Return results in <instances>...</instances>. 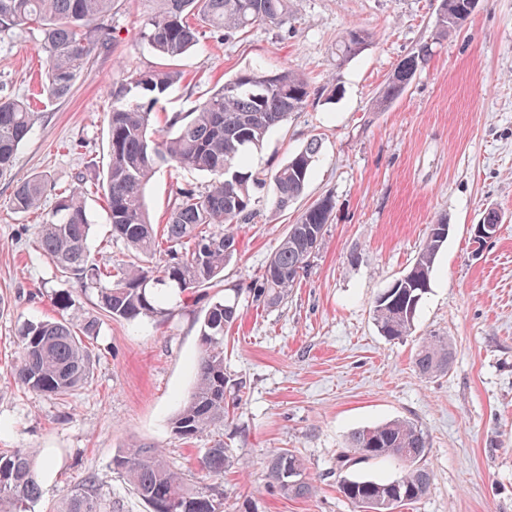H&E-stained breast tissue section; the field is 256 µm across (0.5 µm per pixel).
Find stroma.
Returning <instances> with one entry per match:
<instances>
[{"instance_id":"stroma-1","label":"stroma","mask_w":512,"mask_h":512,"mask_svg":"<svg viewBox=\"0 0 512 512\" xmlns=\"http://www.w3.org/2000/svg\"><path fill=\"white\" fill-rule=\"evenodd\" d=\"M286 24L258 23L245 34L204 30L176 66L183 78L164 113L187 112L207 91L254 67L305 74L317 91L307 107L274 129L251 158V169L287 161L310 137L322 142L305 193L276 212L271 186L254 191V218L233 232L238 254L224 281L199 299L173 306L164 321L101 317L87 345L96 365L83 388L64 399L40 395L15 380L20 332L56 316L54 291L75 301L67 315L96 311L82 292L35 249L40 222L56 193L77 176L104 175L106 114L112 85L163 66L133 39L148 0H112L111 40L94 50L71 93L49 100L36 91L42 33L30 25L0 34V91L26 98L38 118L0 178V451L27 449L55 468L27 512H57L62 494L95 478L102 512H149L112 459L130 444L160 448L172 468L201 487L198 465L209 437L175 438L170 420L194 385L199 329L210 301L238 286L239 321L224 337V370L241 382L242 402L224 421V445L248 461L220 483L224 512H354L340 491L351 476L390 478L400 467L372 460L339 464L349 435L394 419L418 424L431 448L427 494L401 512H512V0H477L467 24L434 47L407 93L387 110L376 100L410 50L431 32L440 0H292ZM371 32L361 54L336 62V42L350 26ZM338 87L334 99L323 92ZM45 174L54 189L36 213L11 209L17 181ZM205 175L160 168L145 200L154 223H165L177 186L205 187ZM333 215L307 275L287 300L266 306L245 287L258 277L290 224L322 197ZM91 250L119 265L132 255L111 240L105 198L89 188ZM502 217L495 239L473 241L487 209ZM452 229L439 254L412 336L389 340L372 318L377 296L412 265L427 228ZM448 339L452 364L430 377L416 372L423 337ZM288 449L306 465L314 490L287 497L265 478L272 455Z\"/></svg>"}]
</instances>
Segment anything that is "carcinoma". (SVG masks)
<instances>
[{"label":"carcinoma","instance_id":"obj_1","mask_svg":"<svg viewBox=\"0 0 512 512\" xmlns=\"http://www.w3.org/2000/svg\"><path fill=\"white\" fill-rule=\"evenodd\" d=\"M431 39L418 44L398 65L377 97L384 110L408 88L419 67L432 56L433 45L460 28L474 0H443ZM155 7L137 33V41L175 62L196 47L199 28L227 35L245 32L256 23L281 26L288 21L290 0H153ZM112 10V0H0V32L38 25L43 33L42 91L49 99L66 97L81 69L107 33L99 22ZM370 38L360 27L346 29L336 42L340 64L359 55ZM182 79L174 67L136 72L112 89L107 113L108 162L102 181L112 237L134 253V261L110 268L98 263L90 248L91 224L85 206L86 181L79 178L59 194L55 209L37 232L40 256L60 276L84 291H93L97 309L119 320L162 321L172 298L195 300L198 289L221 277L237 253L231 228L253 216L254 189L271 183V209L281 211L297 200L311 178L321 144L316 138L282 165L261 177L248 170L253 151L315 95L304 75L287 69H249L235 74L203 98L188 115L174 113L157 126L156 107ZM37 113L19 98L0 96V176L11 172L16 154L30 137ZM191 169L209 176L204 189L177 188L164 224L151 222L145 189L157 169ZM51 190L46 175L16 183L10 198L17 212L38 210ZM335 205L324 197L308 207L288 231L253 288L255 301L267 306L288 297L307 273L320 249ZM448 239L447 221L429 226L426 240L405 279H395L376 299L373 319L384 337L412 334L418 306L430 288L435 259ZM238 290L209 304L200 326L196 382L171 419L173 435L190 442L224 425L227 388H235L224 372V331L238 319ZM99 334L95 315L74 324L63 316L27 324L21 331L18 383L37 394L64 398L90 377L93 353L85 339ZM451 352L442 336L422 340L414 365L422 376L448 370ZM430 442L409 420H392L354 431L343 465L392 459L402 466L390 479L350 477L340 491L358 509L390 500L406 505L429 490L432 471L423 464ZM235 464L224 440L213 439L200 458L201 470L221 477ZM112 466L125 476L150 512H224V492L215 485L191 488L157 448L132 445L119 451ZM305 463L290 450L275 454L266 477L282 494L305 497L313 486L303 479ZM34 455L26 450L0 452V512H25L41 496ZM96 481L87 477L67 490L59 512H100Z\"/></svg>","mask_w":512,"mask_h":512}]
</instances>
